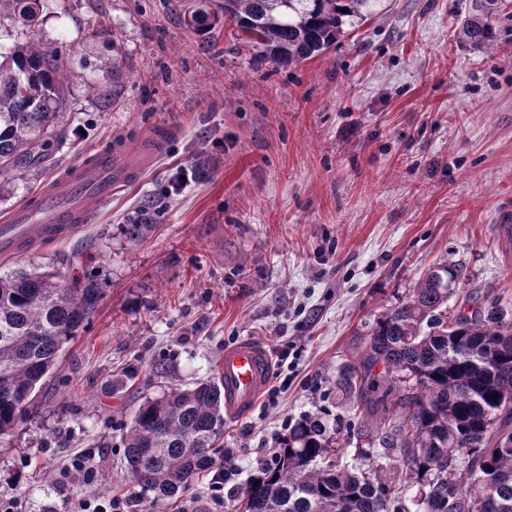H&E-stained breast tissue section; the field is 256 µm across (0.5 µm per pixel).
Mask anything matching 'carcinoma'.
Here are the masks:
<instances>
[{
    "label": "carcinoma",
    "instance_id": "carcinoma-1",
    "mask_svg": "<svg viewBox=\"0 0 512 512\" xmlns=\"http://www.w3.org/2000/svg\"><path fill=\"white\" fill-rule=\"evenodd\" d=\"M22 20L38 0H0ZM375 0H222L224 21L259 62L297 65L330 49L372 11ZM197 34L219 16L191 15ZM67 69L57 54L30 43L0 51V175L47 162L65 104ZM461 272L431 270L411 297L376 320L349 387L385 431L384 450L400 455L395 476L371 453H353L319 419L288 428L274 461L258 468L239 497L241 512H512V314L470 295L469 318L448 314ZM104 299L97 280L70 284L56 271L0 275V440L32 411L36 390ZM498 397H493V394ZM224 434V390L217 381L174 388L141 403L123 427L126 477L148 512H164L215 464ZM370 461L367 470L338 456Z\"/></svg>",
    "mask_w": 512,
    "mask_h": 512
}]
</instances>
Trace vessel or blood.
Listing matches in <instances>:
<instances>
[{"label": "vessel or blood", "mask_w": 512, "mask_h": 512, "mask_svg": "<svg viewBox=\"0 0 512 512\" xmlns=\"http://www.w3.org/2000/svg\"><path fill=\"white\" fill-rule=\"evenodd\" d=\"M169 137L160 128L132 139L113 142L91 155L86 166L55 179L0 218V255L12 257L46 241L68 237L74 225L85 222L113 191L137 178ZM272 360L267 348L245 339L224 350L219 378L224 388V412L247 416L267 389Z\"/></svg>", "instance_id": "obj_1"}]
</instances>
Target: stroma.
<instances>
[{
    "instance_id": "stroma-1",
    "label": "stroma",
    "mask_w": 512,
    "mask_h": 512,
    "mask_svg": "<svg viewBox=\"0 0 512 512\" xmlns=\"http://www.w3.org/2000/svg\"><path fill=\"white\" fill-rule=\"evenodd\" d=\"M35 24L0 14V49L34 42L73 76L45 167L8 180L0 216L109 142L167 125L178 135L67 239L2 260L98 280L104 299L66 348L32 413L0 441V497L21 512L139 487L121 477L136 407L214 379L227 346L271 352L275 402L225 421L240 473L209 478L167 512L239 498L286 423L323 418L354 442L374 423L347 382L375 321L432 268L512 308V259L491 230L512 207V0H378L335 46L298 65L257 62L235 29H190L198 0H41ZM489 21L488 38L464 36ZM203 177L166 195L180 167ZM150 223L143 241L125 228ZM93 456L85 485L63 472Z\"/></svg>"
}]
</instances>
